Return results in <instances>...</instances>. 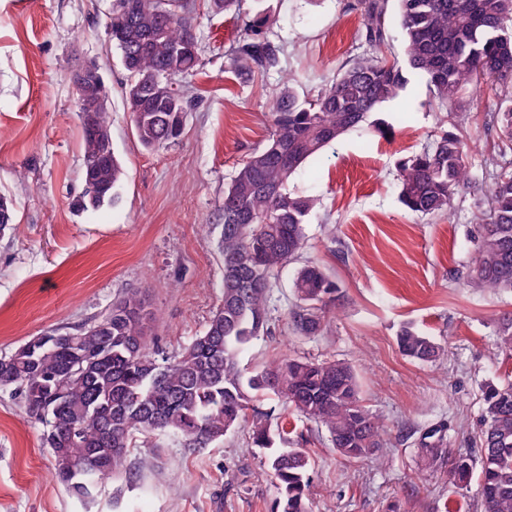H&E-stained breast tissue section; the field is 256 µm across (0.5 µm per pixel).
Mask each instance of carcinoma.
Segmentation results:
<instances>
[{"mask_svg":"<svg viewBox=\"0 0 512 512\" xmlns=\"http://www.w3.org/2000/svg\"><path fill=\"white\" fill-rule=\"evenodd\" d=\"M405 35L402 59L378 56L384 44L389 0H360L371 55L343 66L314 99H302L289 81L270 100L267 144L253 151L224 190V289L205 329L173 356L150 349L147 304L139 289L127 291L93 323L36 337L0 357V387L18 396L29 418L43 426L56 480L89 496L107 478L136 473L127 464L133 448L159 452L161 436L197 451L248 420L268 397L288 403L324 426L341 460L358 464L382 447L384 426L362 404L352 368L337 361L275 359L248 376L239 353L269 333L270 301L280 270L304 247L309 196L288 192L289 179L344 133L361 126L384 103L424 80L441 110L451 113L467 91L512 84V0H394ZM131 79L129 109L139 142L161 149L180 136L192 100L168 77L194 75L200 65L195 0H119L112 5V37ZM238 72L264 73L279 65V47L257 18L232 49ZM503 142L512 146V104L497 112ZM108 108L95 127L82 125L83 167L91 181L77 202L81 210L118 199L122 169L108 154ZM463 138L441 129L433 143L400 165L399 197L413 213H448L467 175ZM473 288L512 291V169H501L488 190L487 217L477 229L468 272ZM296 302L289 322L301 336L318 335L340 288L321 267L303 266L294 280ZM403 355L434 362L442 347L404 326L397 334ZM496 347L512 353V317L503 319ZM479 444L475 454L447 448L443 425L426 428L419 455L448 470L463 489L477 478L483 512H512V380L482 388ZM265 450L281 490L279 512H309L310 457L299 448H275L270 429L252 430Z\"/></svg>","mask_w":512,"mask_h":512,"instance_id":"carcinoma-1","label":"carcinoma"}]
</instances>
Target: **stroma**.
Wrapping results in <instances>:
<instances>
[{"instance_id": "35a3bbf8", "label": "stroma", "mask_w": 512, "mask_h": 512, "mask_svg": "<svg viewBox=\"0 0 512 512\" xmlns=\"http://www.w3.org/2000/svg\"><path fill=\"white\" fill-rule=\"evenodd\" d=\"M111 6L0 0V197L14 208L12 228L0 234V356L49 329L90 322L133 288L147 296L156 347L179 352L220 302L224 189L266 143L268 100L285 77L300 97L316 96L369 51L359 0H239L227 13L197 0L202 65L184 81L197 104L181 137L154 151L131 122L128 74L105 29ZM259 16L281 48V66L244 77L228 58ZM84 63L95 64L110 89L122 177L116 204L82 211L81 114L68 74ZM430 98L425 82L411 80L378 114L395 135L367 125L350 131L288 184L317 204L303 250L273 290V334L254 340L241 364L255 369L289 356L346 362L364 405L389 432L377 459L348 467L324 427L278 401L259 403L269 424L287 415L294 430L286 446L310 455L311 512H481L476 486L455 490L416 448L420 430L443 424L449 448L474 450L481 388L512 371L493 345L512 315V292L466 284L493 175L512 163V151L499 150L496 124L512 86L471 95L453 122ZM450 124L471 142L469 179L449 214L412 213L399 200V165ZM310 262L332 276L342 298L321 334L305 337L290 328L288 311L296 274ZM407 324L443 346L435 362L399 352L396 336ZM41 433L0 388V512H273L280 497L248 424L197 453L172 438L157 453L134 449L128 461L137 482L107 479L88 499L56 481Z\"/></svg>"}]
</instances>
